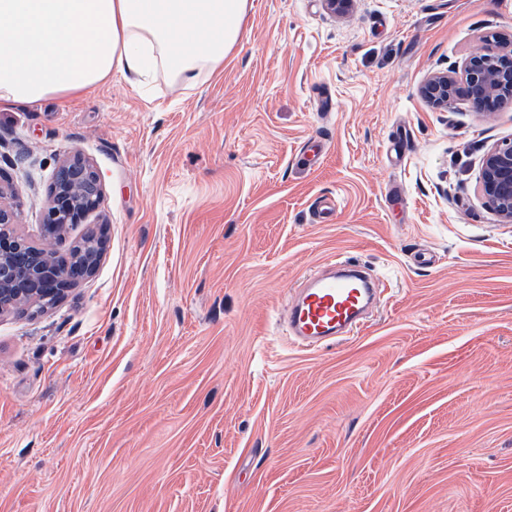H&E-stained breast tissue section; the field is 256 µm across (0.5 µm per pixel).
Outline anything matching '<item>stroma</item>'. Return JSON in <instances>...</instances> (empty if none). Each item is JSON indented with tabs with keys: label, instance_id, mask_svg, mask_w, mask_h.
Here are the masks:
<instances>
[{
	"label": "stroma",
	"instance_id": "35a3bbf8",
	"mask_svg": "<svg viewBox=\"0 0 512 512\" xmlns=\"http://www.w3.org/2000/svg\"><path fill=\"white\" fill-rule=\"evenodd\" d=\"M251 2L192 88L0 111L18 230L78 151L102 195L69 239L107 238L57 306L0 317V512H512V223L477 185L512 103L420 93L512 52V0ZM337 258L371 317L292 347L279 312Z\"/></svg>",
	"mask_w": 512,
	"mask_h": 512
}]
</instances>
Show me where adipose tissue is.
<instances>
[{
	"label": "adipose tissue",
	"instance_id": "adipose-tissue-1",
	"mask_svg": "<svg viewBox=\"0 0 512 512\" xmlns=\"http://www.w3.org/2000/svg\"><path fill=\"white\" fill-rule=\"evenodd\" d=\"M250 0H0V108L68 101L119 73L185 88L237 44Z\"/></svg>",
	"mask_w": 512,
	"mask_h": 512
}]
</instances>
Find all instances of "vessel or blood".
<instances>
[{"label":"vessel or blood","mask_w":512,"mask_h":512,"mask_svg":"<svg viewBox=\"0 0 512 512\" xmlns=\"http://www.w3.org/2000/svg\"><path fill=\"white\" fill-rule=\"evenodd\" d=\"M373 296L357 266L338 261L305 278L290 297L283 326L302 348L330 344L357 327Z\"/></svg>","instance_id":"obj_1"}]
</instances>
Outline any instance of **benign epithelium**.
Returning <instances> with one entry per match:
<instances>
[{
  "label": "benign epithelium",
  "mask_w": 512,
  "mask_h": 512,
  "mask_svg": "<svg viewBox=\"0 0 512 512\" xmlns=\"http://www.w3.org/2000/svg\"><path fill=\"white\" fill-rule=\"evenodd\" d=\"M425 102L450 110L460 101L478 113L490 115L512 102V55L474 53L461 67L430 74L421 89ZM479 184L489 206L512 223V142L494 146L484 155ZM102 186L93 165L75 153L56 171L52 203L35 246L15 230L17 213L8 198L11 189L0 185V314L7 311L37 313L57 304L75 279L89 277L96 268L81 269L57 256L68 227L79 223L99 203Z\"/></svg>",
  "instance_id": "1"
}]
</instances>
